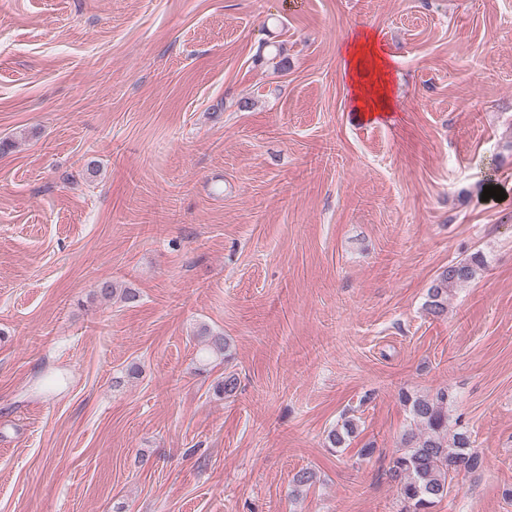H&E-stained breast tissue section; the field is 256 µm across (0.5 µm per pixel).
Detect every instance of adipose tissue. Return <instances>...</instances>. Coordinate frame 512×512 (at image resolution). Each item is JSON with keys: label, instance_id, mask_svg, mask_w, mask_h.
Masks as SVG:
<instances>
[{"label": "adipose tissue", "instance_id": "adipose-tissue-1", "mask_svg": "<svg viewBox=\"0 0 512 512\" xmlns=\"http://www.w3.org/2000/svg\"><path fill=\"white\" fill-rule=\"evenodd\" d=\"M340 56L355 110L372 121L390 115L392 64L379 46L376 33L366 28L353 31Z\"/></svg>", "mask_w": 512, "mask_h": 512}]
</instances>
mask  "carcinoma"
<instances>
[{"mask_svg":"<svg viewBox=\"0 0 512 512\" xmlns=\"http://www.w3.org/2000/svg\"><path fill=\"white\" fill-rule=\"evenodd\" d=\"M483 265L481 256L448 264L429 288L427 309L440 317L448 311V291L462 287L475 279ZM203 348L201 360L224 355V336L203 327L199 332ZM408 407L410 428L402 438L400 453L393 459L391 478L396 482L401 512H430L436 502L448 495L454 478L477 470L482 464L481 455L471 448L470 436L464 430L450 432L449 407L453 396L439 390L432 397L401 395ZM355 423L349 418L340 427L330 431L328 438L338 448L345 437L354 433ZM316 473L309 468L297 471L293 478V492L311 487Z\"/></svg>","mask_w":512,"mask_h":512,"instance_id":"obj_1","label":"carcinoma"}]
</instances>
